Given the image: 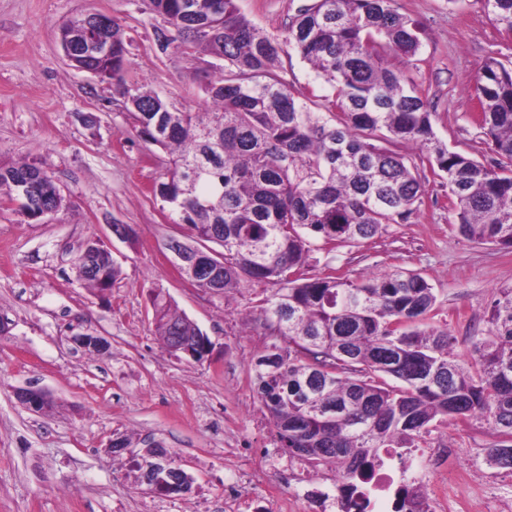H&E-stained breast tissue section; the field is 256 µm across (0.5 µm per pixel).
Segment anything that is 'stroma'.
Wrapping results in <instances>:
<instances>
[{
    "label": "stroma",
    "instance_id": "obj_1",
    "mask_svg": "<svg viewBox=\"0 0 512 512\" xmlns=\"http://www.w3.org/2000/svg\"><path fill=\"white\" fill-rule=\"evenodd\" d=\"M309 0H237L240 12L273 39L283 38ZM419 28L421 47L408 65L449 149L484 163L492 142L472 119L474 85L487 58L512 61V35L499 33L480 0H395ZM85 13L115 19L131 42L128 77L147 82L176 105L210 109L201 70L215 62L160 49L161 18L142 0H0V163L37 160L68 205L40 220L0 199V512H225L224 485L242 481L262 512H279L268 497L267 462L288 463V489L298 512H335L333 473L307 480L290 462L256 397L249 363L269 337L244 325L253 290L227 299L181 276L170 262L171 239L187 240L152 188L168 155L141 140L110 84L76 70L65 57L59 27ZM401 154L424 194L407 221L354 246L315 242L311 278L336 272L359 281L373 271L420 273L436 297L433 322L460 345L486 336L499 291L512 288V249L460 235L448 184ZM129 227L117 238L111 225ZM111 251L120 273L100 292L79 280L74 259L92 239ZM160 287L213 344L203 361L170 353L155 332L150 289ZM85 333L106 340L96 354L73 341ZM49 392L44 416L23 407L17 389ZM130 445L114 452L111 440ZM500 436L484 421L456 419L429 438V451L453 449L469 476L465 512L502 506L512 512V474L488 467L485 450ZM162 446L193 479L183 494L156 497L137 467L146 448Z\"/></svg>",
    "mask_w": 512,
    "mask_h": 512
}]
</instances>
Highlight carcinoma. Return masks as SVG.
Masks as SVG:
<instances>
[{
  "label": "carcinoma",
  "mask_w": 512,
  "mask_h": 512,
  "mask_svg": "<svg viewBox=\"0 0 512 512\" xmlns=\"http://www.w3.org/2000/svg\"><path fill=\"white\" fill-rule=\"evenodd\" d=\"M482 2L496 29L512 33V0ZM393 3L312 0L278 42L235 0H146L166 23H181L170 39L155 29L156 38L184 55L223 58L204 86L209 112L179 109L127 80L130 43L118 23L105 57L87 55L85 16L60 29L72 66L112 83L138 136L170 155L153 195L199 243L186 278L221 294L261 286L254 320L273 341L251 363L258 401L279 447L307 464L308 478L335 472L342 509L370 469L399 448L424 447L439 424L476 418L512 437V288L500 290L488 335L462 348L432 323L436 296L417 273L385 271L359 282L305 273L312 241L356 244L417 211L424 190L398 152L403 143L446 176L462 235L512 247V64L490 57L476 80L475 121L496 155L487 167L436 137L414 81L387 62L390 53L404 59L420 49L416 25ZM292 52L336 90L333 97L285 81L280 57ZM0 190L32 220L57 204L55 183L34 161L0 164ZM77 267L100 292L119 274L97 241L86 244ZM150 303L169 351L189 350L196 361L211 353L209 337L163 289L151 290ZM142 460L151 474L173 467L158 444ZM485 462L512 473V444L486 449ZM396 496L397 512L411 500L427 512L420 491L401 486Z\"/></svg>",
  "instance_id": "obj_1"
}]
</instances>
